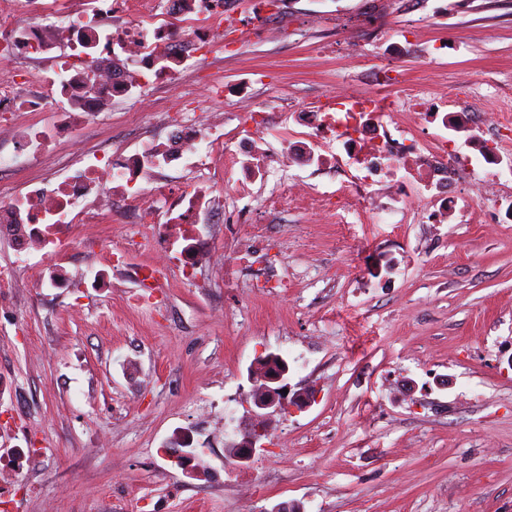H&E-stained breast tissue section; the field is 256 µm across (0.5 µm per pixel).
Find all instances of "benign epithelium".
Wrapping results in <instances>:
<instances>
[{
	"label": "benign epithelium",
	"instance_id": "obj_1",
	"mask_svg": "<svg viewBox=\"0 0 512 512\" xmlns=\"http://www.w3.org/2000/svg\"><path fill=\"white\" fill-rule=\"evenodd\" d=\"M277 359L279 355L270 353L260 358L250 370L249 380L261 382L250 408V415L254 419L264 421L274 414H285L290 403L302 408L310 402L309 396L304 393H297L291 398L284 393V389L288 388V371L274 365ZM264 437V430L253 424L242 433L240 441L229 446L230 456L237 466H247L257 450L266 448Z\"/></svg>",
	"mask_w": 512,
	"mask_h": 512
}]
</instances>
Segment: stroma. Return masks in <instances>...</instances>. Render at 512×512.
Segmentation results:
<instances>
[{
	"instance_id": "stroma-1",
	"label": "stroma",
	"mask_w": 512,
	"mask_h": 512,
	"mask_svg": "<svg viewBox=\"0 0 512 512\" xmlns=\"http://www.w3.org/2000/svg\"><path fill=\"white\" fill-rule=\"evenodd\" d=\"M239 2L251 32L213 69L230 86L262 73L252 85L266 111L395 98L430 80L419 49L390 57L358 26L374 0H290L274 43L260 38L251 0ZM447 3L426 34L429 47L448 46L437 68L449 103L512 107V0ZM464 73L474 92L461 100ZM134 109L113 103L70 153L158 133ZM259 224L278 240L287 287L205 270L195 284L169 276L154 306L125 281L107 306L103 289L57 291L18 270L17 306L0 313V376L23 400H0V449L30 456L8 512H271L282 501L304 512H512V223L375 224L364 204L331 212L306 199L284 215L262 210ZM74 305L82 319L70 318ZM270 353L312 402L271 417L267 449L239 468L225 445L251 423L248 372ZM227 406L233 430L198 447L205 476L185 474L164 453L174 433ZM241 484L255 487L250 499Z\"/></svg>"
}]
</instances>
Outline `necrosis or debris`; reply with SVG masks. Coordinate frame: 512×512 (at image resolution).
I'll use <instances>...</instances> for the list:
<instances>
[{
	"label": "necrosis or debris",
	"instance_id": "obj_1",
	"mask_svg": "<svg viewBox=\"0 0 512 512\" xmlns=\"http://www.w3.org/2000/svg\"><path fill=\"white\" fill-rule=\"evenodd\" d=\"M24 3L41 21L21 22L15 6L0 0V65L9 66L16 56L30 60L26 82L41 92L22 99L14 87L0 86V115H28L9 130L14 144L0 151V173L56 163L59 150L99 112L132 98L136 72L158 75L165 84L195 77L224 52L215 31H240L224 0H58L50 11L43 0ZM63 44L71 55H59ZM209 93L236 98L232 130L218 119L197 121L194 100L185 99L183 118H169L161 142L144 140L130 149L97 140L73 156L70 172L56 181L34 176L17 190L0 184V238L10 241L16 258L40 256L38 279L50 288L88 282L107 288L114 271L153 288L154 267L133 266L112 253L107 269L88 279L70 273L58 253L74 240L86 251L104 249L101 239L77 240L73 232L110 216L119 204L136 230L134 247L161 241L164 265L183 278L208 264L245 263V255L214 246L224 222L223 198H251L255 184L277 183L292 166L342 171L339 187L318 195L321 204L379 200L370 214L374 222L381 213L409 209L425 224L465 222L476 211L491 224L512 222V191H479L512 166L510 111L489 114L486 137L471 112L449 108L431 91L409 97V116L400 123L391 119L395 100L354 95L291 113L300 130L283 136L266 120L247 121V86L228 87L216 76ZM219 156L224 168L209 181L164 178L168 170L211 169Z\"/></svg>",
	"mask_w": 512,
	"mask_h": 512
}]
</instances>
